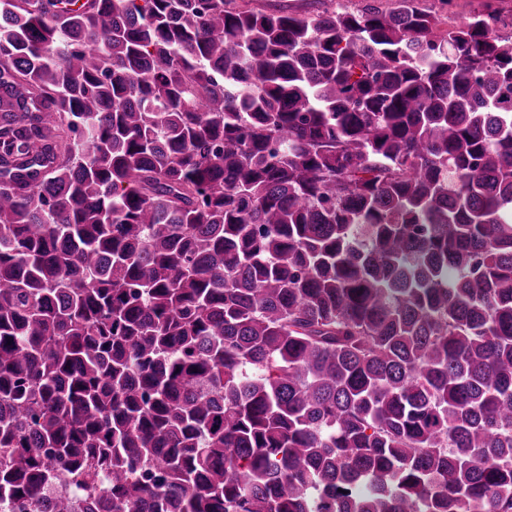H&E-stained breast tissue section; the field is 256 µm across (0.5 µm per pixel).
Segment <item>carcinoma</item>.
Instances as JSON below:
<instances>
[{
  "label": "carcinoma",
  "mask_w": 512,
  "mask_h": 512,
  "mask_svg": "<svg viewBox=\"0 0 512 512\" xmlns=\"http://www.w3.org/2000/svg\"><path fill=\"white\" fill-rule=\"evenodd\" d=\"M507 26L0 0V507L512 512Z\"/></svg>",
  "instance_id": "obj_1"
}]
</instances>
